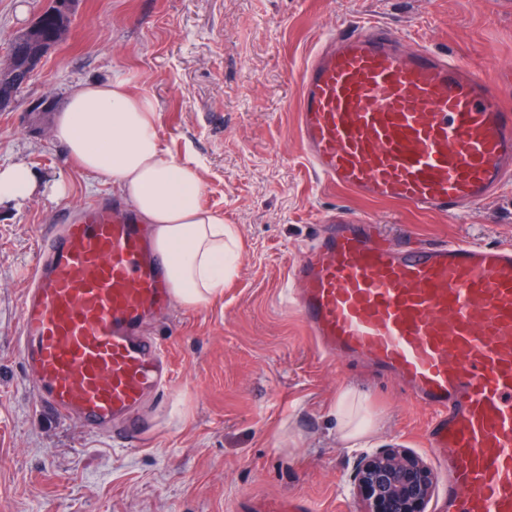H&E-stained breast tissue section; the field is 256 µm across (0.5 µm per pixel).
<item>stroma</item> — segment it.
<instances>
[{
  "label": "stroma",
  "mask_w": 512,
  "mask_h": 512,
  "mask_svg": "<svg viewBox=\"0 0 512 512\" xmlns=\"http://www.w3.org/2000/svg\"><path fill=\"white\" fill-rule=\"evenodd\" d=\"M47 0H0V69ZM387 25L496 80L512 70V0H79L62 42L13 108L0 111V164L23 162L65 197L0 208V512H238L272 498L356 512L361 452L401 446L428 465L432 414L362 359L325 358L289 301V272L329 219L347 214L393 236L512 242V184L455 218L362 200L311 165L299 132L300 73L341 27ZM130 76L161 116L162 147L200 165L203 203L236 225L237 269L217 300L172 305L145 333L172 379L142 417L138 443L108 442L44 411L18 352L29 266L49 227L110 183L80 169L28 106L74 86ZM362 395L370 425L340 438L336 407Z\"/></svg>",
  "instance_id": "stroma-1"
}]
</instances>
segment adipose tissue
I'll return each instance as SVG.
<instances>
[{
  "mask_svg": "<svg viewBox=\"0 0 512 512\" xmlns=\"http://www.w3.org/2000/svg\"><path fill=\"white\" fill-rule=\"evenodd\" d=\"M153 99L115 75L79 84L56 109L54 140L81 169L101 176L153 229L157 252L168 262L175 302L196 306L224 293L235 271L240 239L233 225L205 207L196 166L167 153ZM40 182L24 163L0 165V205L20 206Z\"/></svg>",
  "mask_w": 512,
  "mask_h": 512,
  "instance_id": "adipose-tissue-1",
  "label": "adipose tissue"
}]
</instances>
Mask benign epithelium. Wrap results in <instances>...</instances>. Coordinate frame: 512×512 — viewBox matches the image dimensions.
Listing matches in <instances>:
<instances>
[{"label": "benign epithelium", "mask_w": 512, "mask_h": 512, "mask_svg": "<svg viewBox=\"0 0 512 512\" xmlns=\"http://www.w3.org/2000/svg\"><path fill=\"white\" fill-rule=\"evenodd\" d=\"M433 474L410 452L392 448L360 453L350 495L358 512H426Z\"/></svg>", "instance_id": "benign-epithelium-1"}]
</instances>
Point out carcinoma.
Here are the masks:
<instances>
[{
	"label": "carcinoma",
	"mask_w": 512,
	"mask_h": 512,
	"mask_svg": "<svg viewBox=\"0 0 512 512\" xmlns=\"http://www.w3.org/2000/svg\"><path fill=\"white\" fill-rule=\"evenodd\" d=\"M58 2L51 0L50 5L30 25V28L39 32L40 40H33L30 33L24 31L11 42L9 59L12 60V66L0 73V97L16 98L31 80V59L37 55L45 56L63 40L76 10V0H69L66 10Z\"/></svg>",
	"instance_id": "1"
}]
</instances>
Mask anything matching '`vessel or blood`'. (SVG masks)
<instances>
[{
  "mask_svg": "<svg viewBox=\"0 0 512 512\" xmlns=\"http://www.w3.org/2000/svg\"><path fill=\"white\" fill-rule=\"evenodd\" d=\"M299 128L330 185L445 217L512 182V108L461 61L387 26L337 30L301 75ZM18 348L43 405L134 441L171 367L143 326L171 306L136 215L93 201L52 226L32 266ZM291 296L322 352L363 356L433 418L442 512H512V244L393 245L357 217L303 249Z\"/></svg>",
  "mask_w": 512,
  "mask_h": 512,
  "instance_id": "1",
  "label": "vessel or blood"
}]
</instances>
